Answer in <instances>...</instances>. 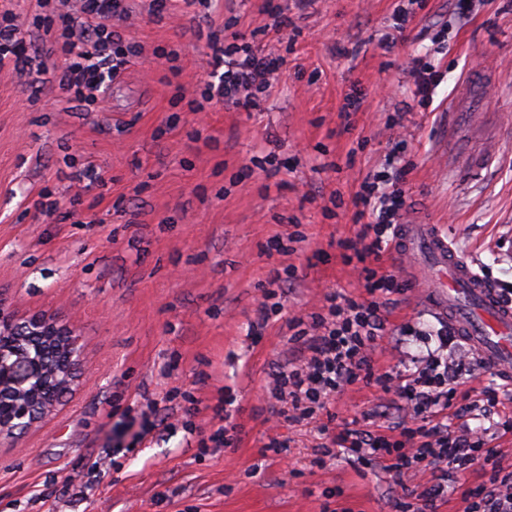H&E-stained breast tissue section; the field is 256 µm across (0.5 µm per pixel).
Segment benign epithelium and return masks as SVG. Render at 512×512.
<instances>
[{
	"mask_svg": "<svg viewBox=\"0 0 512 512\" xmlns=\"http://www.w3.org/2000/svg\"><path fill=\"white\" fill-rule=\"evenodd\" d=\"M80 361L73 327L44 315L22 319L0 297V440L53 413Z\"/></svg>",
	"mask_w": 512,
	"mask_h": 512,
	"instance_id": "benign-epithelium-1",
	"label": "benign epithelium"
}]
</instances>
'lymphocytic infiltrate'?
Listing matches in <instances>:
<instances>
[{
	"mask_svg": "<svg viewBox=\"0 0 512 512\" xmlns=\"http://www.w3.org/2000/svg\"><path fill=\"white\" fill-rule=\"evenodd\" d=\"M128 17L126 0H79L77 16L51 7L34 18V27L52 38L60 54L59 84L71 99L95 103L140 58V46L119 29ZM213 59L215 69L191 111H204L207 104L234 97L243 88L265 92L278 71L275 61L249 46L214 48ZM403 149V143H396L383 170L363 182L354 199L360 229L354 239L340 244L344 262L359 272L364 295L332 291L320 312L295 318L293 339L302 343L305 354L276 369L267 392L281 404L287 419L315 424L323 438V456H334L340 448L362 464L382 463L397 484L405 476L430 473V482L421 490L407 491L403 512H434L449 473L463 474L481 461L491 463L492 471L482 484L462 491L463 512H512V470L496 464L488 430L469 425L474 411L498 405L499 392L485 387L481 402L452 410L466 372L462 356L452 349V331L445 326L436 330V347L412 357L409 364L382 373L372 361L380 341L391 343L396 335L414 333L409 326L398 333L391 328V298L405 288L396 276L379 268L406 203L401 187L406 170L397 164ZM358 383L404 401L406 415L397 434H387L384 415L377 410L349 420L333 411L336 395ZM452 416L457 419L453 425L448 422Z\"/></svg>",
	"mask_w": 512,
	"mask_h": 512,
	"instance_id": "lymphocytic-infiltrate-1",
	"label": "lymphocytic infiltrate"
}]
</instances>
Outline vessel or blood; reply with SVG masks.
Instances as JSON below:
<instances>
[{"label":"vessel or blood","mask_w":512,"mask_h":512,"mask_svg":"<svg viewBox=\"0 0 512 512\" xmlns=\"http://www.w3.org/2000/svg\"><path fill=\"white\" fill-rule=\"evenodd\" d=\"M394 260L421 275L425 300L493 371L512 379V306L502 303L434 224H403Z\"/></svg>","instance_id":"vessel-or-blood-1"}]
</instances>
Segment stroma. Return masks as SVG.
<instances>
[{"instance_id": "35a3bbf8", "label": "stroma", "mask_w": 512, "mask_h": 512, "mask_svg": "<svg viewBox=\"0 0 512 512\" xmlns=\"http://www.w3.org/2000/svg\"><path fill=\"white\" fill-rule=\"evenodd\" d=\"M275 2L295 30L270 29L265 0L190 13L170 0L161 20L148 0H128L127 35L147 56L176 50L175 68L130 64L87 105L61 88L60 62L32 24L40 0H0L42 69L34 82L0 72V295L24 316L75 326L84 345L77 391L41 427L0 442V512H400L381 466L343 453L318 466L313 425L284 419L269 430L277 405L266 384L301 354L290 319L321 311L330 291L362 294L337 243L355 237L353 198L395 138L407 143L401 223L440 225L473 267L512 288V132L501 127L512 117V0H471L464 21L456 0ZM399 8L407 29L379 48ZM210 34L279 59V76L253 103L195 114ZM415 56L442 77L426 105L411 93ZM470 76L484 82V120L449 123ZM88 167L103 182L78 183ZM295 232L294 252L266 250ZM287 266L284 309L254 333L261 286ZM390 320L439 324L410 290ZM228 394L238 441L202 447ZM146 396L166 406L152 437L97 462L113 423ZM336 406L351 416L375 408L390 424L400 416L394 395L361 385ZM69 476L93 480L86 499L61 495Z\"/></svg>"}]
</instances>
